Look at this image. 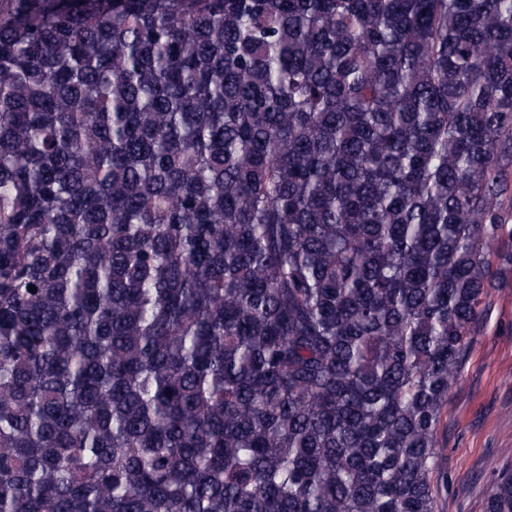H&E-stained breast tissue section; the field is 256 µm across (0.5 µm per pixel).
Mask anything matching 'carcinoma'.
I'll return each mask as SVG.
<instances>
[{
    "label": "carcinoma",
    "mask_w": 512,
    "mask_h": 512,
    "mask_svg": "<svg viewBox=\"0 0 512 512\" xmlns=\"http://www.w3.org/2000/svg\"><path fill=\"white\" fill-rule=\"evenodd\" d=\"M509 261L512 0H0V512H437Z\"/></svg>",
    "instance_id": "1"
}]
</instances>
